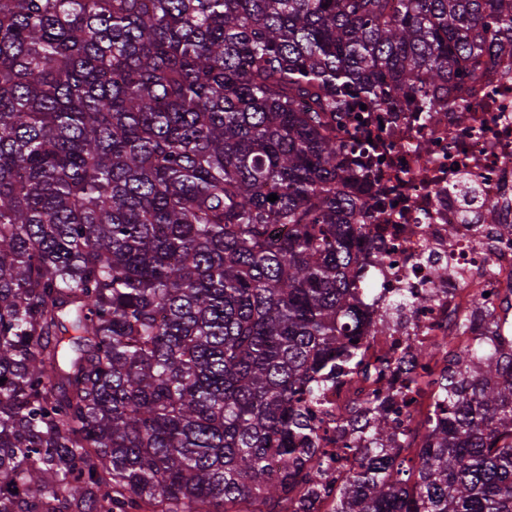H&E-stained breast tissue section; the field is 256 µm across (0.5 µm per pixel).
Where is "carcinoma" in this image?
<instances>
[{"label":"carcinoma","mask_w":512,"mask_h":512,"mask_svg":"<svg viewBox=\"0 0 512 512\" xmlns=\"http://www.w3.org/2000/svg\"><path fill=\"white\" fill-rule=\"evenodd\" d=\"M509 53L512 0H0V512H512V337L466 316L414 463L391 357L334 487L311 424L389 331L346 113L446 120Z\"/></svg>","instance_id":"cac0c4a2"}]
</instances>
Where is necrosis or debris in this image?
I'll list each match as a JSON object with an SVG mask.
<instances>
[{
    "instance_id": "necrosis-or-debris-1",
    "label": "necrosis or debris",
    "mask_w": 512,
    "mask_h": 512,
    "mask_svg": "<svg viewBox=\"0 0 512 512\" xmlns=\"http://www.w3.org/2000/svg\"><path fill=\"white\" fill-rule=\"evenodd\" d=\"M468 121L449 113L438 124L417 107L406 112H365L367 129L379 135L377 153L360 149L348 157L364 185L366 212L352 226L369 288L360 293L365 320L386 314L391 330L367 334L357 374L329 381L314 409L319 445L335 451L341 442L337 414L357 407L375 392L374 369L393 347L444 344L461 314L469 329L463 345L485 333L494 317L498 335L512 334V57L484 75L465 100ZM499 205L486 217L489 202ZM396 295L409 297L403 308L387 309ZM424 305H413L416 297ZM446 354L432 360L413 393L410 413L433 416V384L446 366ZM400 416L401 425H408Z\"/></svg>"
}]
</instances>
